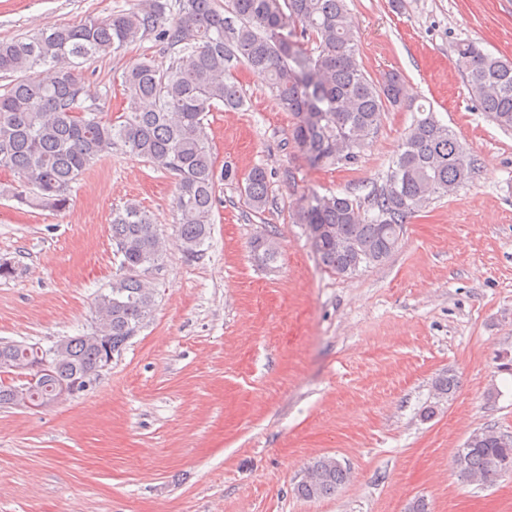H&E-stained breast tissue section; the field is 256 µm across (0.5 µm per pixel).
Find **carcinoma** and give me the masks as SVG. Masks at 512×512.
<instances>
[{"mask_svg": "<svg viewBox=\"0 0 512 512\" xmlns=\"http://www.w3.org/2000/svg\"><path fill=\"white\" fill-rule=\"evenodd\" d=\"M153 36L176 51L166 69L144 60L122 75L128 101L123 121L103 119L84 105L83 61L118 54ZM455 65L475 107L504 131L512 130V61L474 40L453 47ZM244 65L262 76L275 103L293 116L290 142L315 168L354 165L378 132L387 106H397L403 77L397 71L376 82L358 60L357 35L347 0H146L137 9L106 18L88 16L74 27L46 25L0 41V167L16 180L0 183V196L34 209L62 211L72 184L100 158L121 150L176 175L173 209L184 252L201 256L214 223L219 182L238 189L255 214L268 203L269 177L262 166L240 175L229 162L217 168L206 130L219 107L239 110L242 88L232 71ZM478 172L477 159L433 112L421 110L404 132L383 183L367 205L345 194L300 197L293 219L307 226L322 265L352 276L384 262L398 247L406 221L436 197L454 193ZM112 241L122 274L95 303L96 329L48 348L0 342V376L28 366L39 375L19 397L14 382L0 379V407L35 406L56 396L73 375L95 377L103 342L121 354L155 307L146 274L159 265L161 239L151 216L135 202L112 210ZM260 265L273 266L279 246L272 234L252 242ZM512 464V434L473 432L452 460L470 482L492 484ZM314 481L297 484L299 498L336 494L348 471L320 458Z\"/></svg>", "mask_w": 512, "mask_h": 512, "instance_id": "carcinoma-1", "label": "carcinoma"}]
</instances>
